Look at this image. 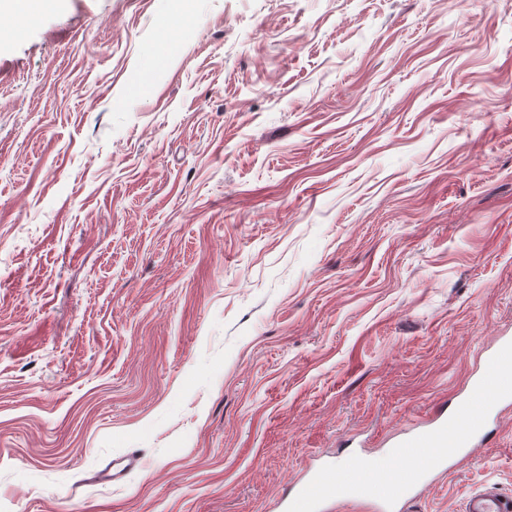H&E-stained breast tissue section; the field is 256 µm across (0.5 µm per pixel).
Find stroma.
Segmentation results:
<instances>
[{"mask_svg": "<svg viewBox=\"0 0 512 512\" xmlns=\"http://www.w3.org/2000/svg\"><path fill=\"white\" fill-rule=\"evenodd\" d=\"M504 333L512 0H57L0 41V512H303ZM491 427L406 512L512 496Z\"/></svg>", "mask_w": 512, "mask_h": 512, "instance_id": "stroma-1", "label": "stroma"}]
</instances>
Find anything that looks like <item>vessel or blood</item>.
<instances>
[{"instance_id": "1", "label": "vessel or blood", "mask_w": 512, "mask_h": 512, "mask_svg": "<svg viewBox=\"0 0 512 512\" xmlns=\"http://www.w3.org/2000/svg\"><path fill=\"white\" fill-rule=\"evenodd\" d=\"M511 401L510 336L483 357L481 367L447 417L428 421L396 442L394 464L376 468L356 455L345 460L340 469L317 468L299 484L296 495L310 510L319 506L324 512H329L337 494L346 492L383 508L404 502L435 470L470 460L493 410ZM464 512H512V496L486 484L469 495Z\"/></svg>"}]
</instances>
